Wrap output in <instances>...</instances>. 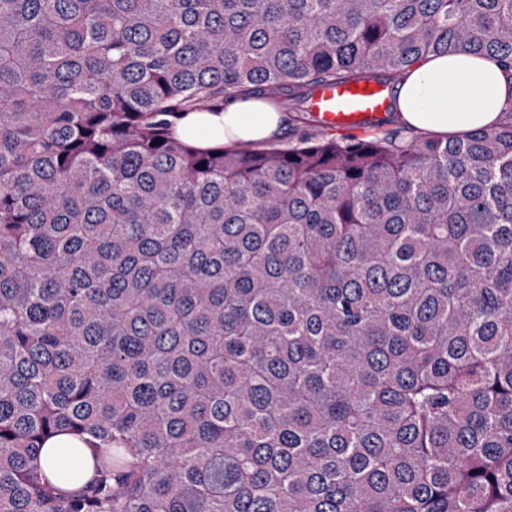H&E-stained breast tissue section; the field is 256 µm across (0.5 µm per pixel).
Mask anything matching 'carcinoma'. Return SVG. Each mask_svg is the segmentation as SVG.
Masks as SVG:
<instances>
[{
	"instance_id": "obj_1",
	"label": "carcinoma",
	"mask_w": 512,
	"mask_h": 512,
	"mask_svg": "<svg viewBox=\"0 0 512 512\" xmlns=\"http://www.w3.org/2000/svg\"><path fill=\"white\" fill-rule=\"evenodd\" d=\"M461 53L512 0H0V512H512V105L173 133ZM289 128L285 112H279L256 94L247 93L224 99L219 112H191L176 123L174 132L178 139L200 148L223 142L245 145L273 140L276 141L271 143L288 148V144L295 143L303 133L317 130L310 126L301 129L292 126L288 134ZM209 131L221 132V135L211 136ZM70 443L76 444V448H81V453H76L69 458V463L72 467L83 469L91 461V449L86 445L76 442L70 435H59L49 440L44 446V451L41 453V464L47 474L50 473L51 468L55 464L54 453L51 448L71 447Z\"/></svg>"
}]
</instances>
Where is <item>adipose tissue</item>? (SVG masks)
I'll list each match as a JSON object with an SVG mask.
<instances>
[{
  "label": "adipose tissue",
  "instance_id": "ef3b65f1",
  "mask_svg": "<svg viewBox=\"0 0 512 512\" xmlns=\"http://www.w3.org/2000/svg\"><path fill=\"white\" fill-rule=\"evenodd\" d=\"M393 97L404 127L438 135L469 132L495 123L512 102V73L486 58L433 57L397 83ZM289 128L285 113L251 93L225 99L219 111L188 114L174 132L184 142L207 148L279 140Z\"/></svg>",
  "mask_w": 512,
  "mask_h": 512
}]
</instances>
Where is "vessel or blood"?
<instances>
[{
  "mask_svg": "<svg viewBox=\"0 0 512 512\" xmlns=\"http://www.w3.org/2000/svg\"><path fill=\"white\" fill-rule=\"evenodd\" d=\"M387 102L386 87L369 81L322 88L314 95L311 107L326 126L359 128L376 123Z\"/></svg>",
  "mask_w": 512,
  "mask_h": 512,
  "instance_id": "obj_1",
  "label": "vessel or blood"
}]
</instances>
